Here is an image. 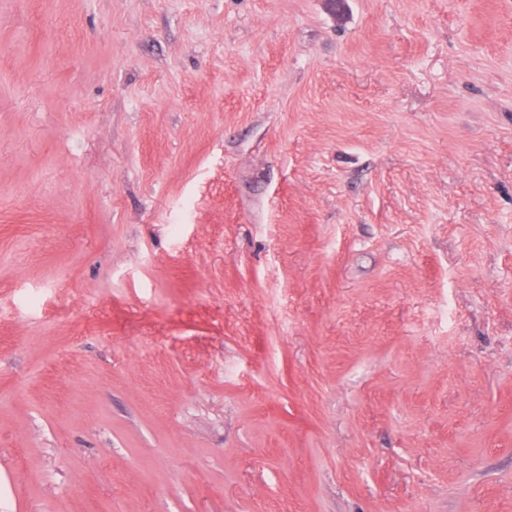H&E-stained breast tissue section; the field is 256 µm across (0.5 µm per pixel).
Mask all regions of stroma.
Masks as SVG:
<instances>
[{"instance_id":"obj_1","label":"stroma","mask_w":512,"mask_h":512,"mask_svg":"<svg viewBox=\"0 0 512 512\" xmlns=\"http://www.w3.org/2000/svg\"><path fill=\"white\" fill-rule=\"evenodd\" d=\"M0 512H512V0H0Z\"/></svg>"}]
</instances>
